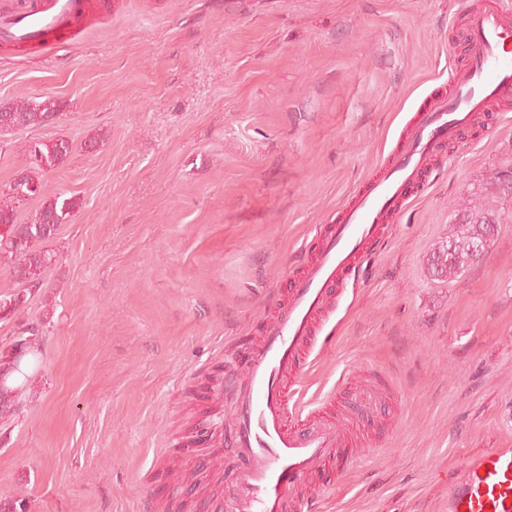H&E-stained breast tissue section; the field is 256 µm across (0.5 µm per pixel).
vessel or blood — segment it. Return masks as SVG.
I'll list each match as a JSON object with an SVG mask.
<instances>
[{"label":"vessel or blood","mask_w":512,"mask_h":512,"mask_svg":"<svg viewBox=\"0 0 512 512\" xmlns=\"http://www.w3.org/2000/svg\"><path fill=\"white\" fill-rule=\"evenodd\" d=\"M87 0H23L0 12V43L25 51L72 42ZM469 60L448 72L449 90L426 95L389 159L286 282V298L264 320L259 342L234 358L245 381L233 397L226 443L238 461L226 512H297L314 475L343 473L356 456L345 429L320 415L299 421L303 370L317 357L316 327L327 322L362 259L387 235L407 197L435 171L443 146L486 113L512 103V0H485L465 15ZM448 512H512V447L469 455L448 485Z\"/></svg>","instance_id":"vessel-or-blood-1"}]
</instances>
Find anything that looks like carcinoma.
I'll return each mask as SVG.
<instances>
[{
    "label": "carcinoma",
    "instance_id": "cac0c4a2",
    "mask_svg": "<svg viewBox=\"0 0 512 512\" xmlns=\"http://www.w3.org/2000/svg\"><path fill=\"white\" fill-rule=\"evenodd\" d=\"M58 103L51 97L31 104L19 102L0 108V125L13 129L40 126L57 114ZM70 143L38 142L31 147L27 163L20 172L21 190L8 187L0 193V267L8 268L14 276L36 274L38 278L23 284V291L0 295V319H7L22 308L27 294L43 287L44 273L52 255L40 245L53 238L59 225L71 217L77 201L60 194L45 193L43 175L59 165L70 153ZM42 198V205L34 220L21 223L17 205L25 201L22 194ZM500 216L494 208L465 206L458 210L456 224L428 259V271L438 281L452 280L481 260V252L489 250ZM39 352L35 339L26 336L16 341L9 358L0 359V376L7 377L21 371L23 360Z\"/></svg>",
    "mask_w": 512,
    "mask_h": 512
}]
</instances>
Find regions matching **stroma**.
<instances>
[{
	"mask_svg": "<svg viewBox=\"0 0 512 512\" xmlns=\"http://www.w3.org/2000/svg\"><path fill=\"white\" fill-rule=\"evenodd\" d=\"M484 0H90L75 41L0 46V105L59 103L0 132V190L31 143L70 142L46 191L79 202L45 248V285L0 320V352L37 364L0 416V512H213L233 488L224 444L251 339L315 226L395 146L422 98L466 64ZM393 225L306 372L309 408L352 425L385 384L379 434L317 512H446L482 448L512 446V104L466 128ZM502 216L457 280L428 274L462 201ZM33 337V338H32ZM36 336H25L22 339H18L15 343V346L12 348V353H10L9 358L5 356L7 359H0V376L7 377L12 375L15 372H21V363L25 359H29L32 356H35L39 352L38 346L35 343Z\"/></svg>",
	"mask_w": 512,
	"mask_h": 512,
	"instance_id": "35a3bbf8",
	"label": "stroma"
}]
</instances>
